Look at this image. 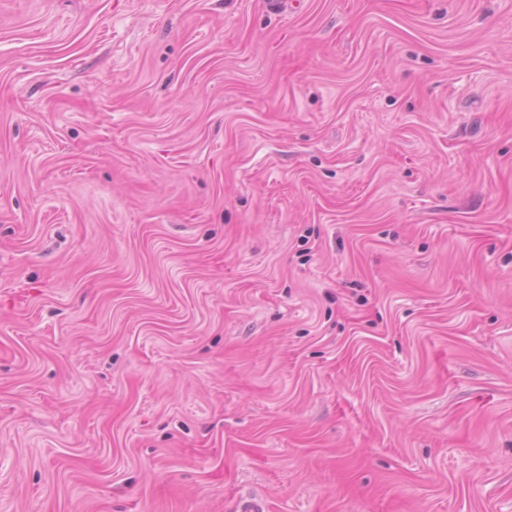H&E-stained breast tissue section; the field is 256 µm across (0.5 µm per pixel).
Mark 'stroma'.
I'll use <instances>...</instances> for the list:
<instances>
[{"label": "stroma", "mask_w": 512, "mask_h": 512, "mask_svg": "<svg viewBox=\"0 0 512 512\" xmlns=\"http://www.w3.org/2000/svg\"><path fill=\"white\" fill-rule=\"evenodd\" d=\"M512 512V0H0V512Z\"/></svg>", "instance_id": "1"}]
</instances>
